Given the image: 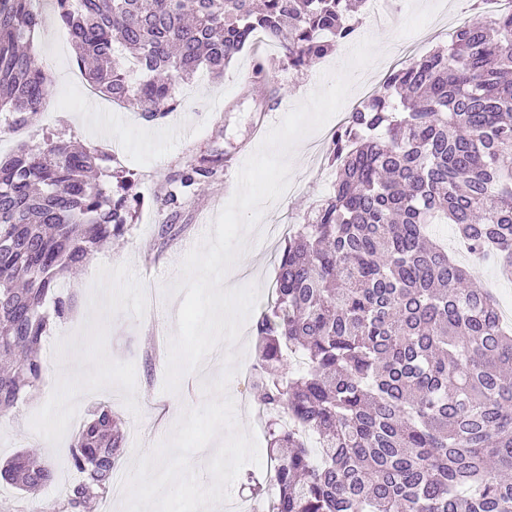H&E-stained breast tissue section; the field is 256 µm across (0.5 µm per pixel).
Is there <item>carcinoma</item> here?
Returning <instances> with one entry per match:
<instances>
[{
	"mask_svg": "<svg viewBox=\"0 0 512 512\" xmlns=\"http://www.w3.org/2000/svg\"><path fill=\"white\" fill-rule=\"evenodd\" d=\"M87 84L153 120L196 75L223 76L257 36L302 70L355 32L347 0H57ZM34 0H0V115L22 126L50 76L27 45ZM332 193L288 234L275 299L256 320L269 512H512V329L490 291L431 240L456 225L512 276V10L391 72L327 144ZM98 156L56 141L0 157V412L42 378L39 351L73 295L58 281L132 217L133 183L92 181ZM211 171L188 166L161 205ZM305 368L288 371V353ZM102 409L70 449L83 474L60 512H87L125 454ZM56 479L22 453L0 481Z\"/></svg>",
	"mask_w": 512,
	"mask_h": 512,
	"instance_id": "cac0c4a2",
	"label": "carcinoma"
}]
</instances>
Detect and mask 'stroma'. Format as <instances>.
Segmentation results:
<instances>
[{
	"label": "stroma",
	"instance_id": "1",
	"mask_svg": "<svg viewBox=\"0 0 512 512\" xmlns=\"http://www.w3.org/2000/svg\"><path fill=\"white\" fill-rule=\"evenodd\" d=\"M460 11L470 18L480 16L470 0H392L382 18L361 13L351 43L372 38L377 58L356 74L342 109L314 139L327 141L399 62L447 44L444 31ZM43 28L45 38L36 43L34 53L52 80V93L42 111L31 115L21 129H0V146L24 144L37 149L62 140L106 155L103 170L130 175L137 200L124 237L103 245L77 272L66 276L64 284L74 294L78 311L51 323L42 345L45 370L38 387L15 408L0 413V465L27 449L58 474H66L72 469L66 447L92 413L103 408L120 418L127 437L126 453L115 474L121 480L141 455L168 437L184 409L204 404L203 383L224 369L223 361H215L207 370L185 375V387L178 393L164 392L167 358L152 354L153 338L177 332L174 313L183 301L182 295H165L164 285L177 278L182 258L233 195L237 172L264 131L320 85L326 67L336 68L345 61L351 43L341 44L326 62L306 71L276 64L261 79L254 78L253 66L257 60L274 57V49L265 43L245 48L223 77L202 76L184 84L177 107L148 121L130 107L112 114L106 100L85 102V80L66 29L53 16ZM179 126L190 127V135L176 134ZM311 140L298 143L291 160V185L278 202L267 205L262 223L297 226L312 204L328 195V160L324 153L310 150ZM217 156L223 162L215 167L211 161ZM189 163L212 166L216 172L180 205L160 206L171 180ZM247 241L250 259L233 268L227 280L233 287L258 284V305L264 308L271 300L285 239L267 241L255 230ZM96 298L111 299L112 304L94 329L79 311ZM228 393L237 416L255 432L259 445H266L258 417L260 399L251 381L235 374ZM61 500V494L46 488L29 493L0 483V512H49Z\"/></svg>",
	"mask_w": 512,
	"mask_h": 512
}]
</instances>
